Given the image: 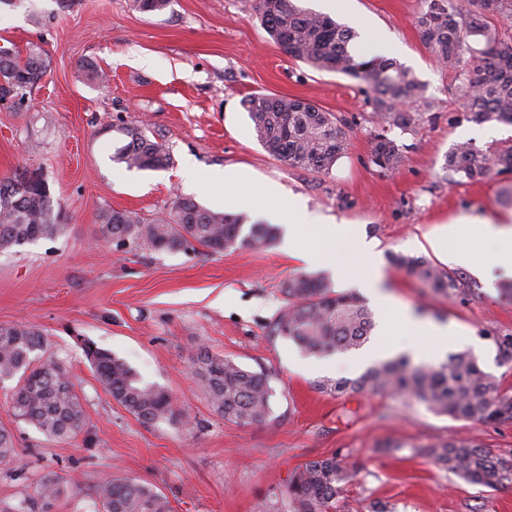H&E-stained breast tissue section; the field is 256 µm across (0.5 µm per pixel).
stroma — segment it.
I'll use <instances>...</instances> for the list:
<instances>
[{
	"label": "stroma",
	"mask_w": 512,
	"mask_h": 512,
	"mask_svg": "<svg viewBox=\"0 0 512 512\" xmlns=\"http://www.w3.org/2000/svg\"><path fill=\"white\" fill-rule=\"evenodd\" d=\"M255 4L171 0L150 15L132 0H0V47L22 57L36 49L46 61L23 102L0 99V177L40 170L68 226L65 235L0 253V325L42 330L86 411L74 439L51 440L13 418V383H0V428L17 443L15 459L0 465V512L33 495L50 471L64 478L51 512H94L96 487L108 474L154 486L174 512H256L284 494L298 468L335 454L352 474L337 512H368L373 502L389 512H512V485L472 484L418 454L469 438L512 459V420L454 419L388 394L320 390V381L353 378L359 368L318 369V357L270 335L284 282L307 269L280 243L212 255L200 246L118 249L100 237L98 214L108 208L135 212L146 224L168 219L179 197L223 211V187L187 186L185 162L203 174L243 168L249 177L240 193L258 199L275 183L329 220L358 226L381 254L397 308L452 328L449 352H471L512 394V362L498 363L493 343L512 336V299L430 245L464 216L503 212L498 193L512 173L471 182L448 176L443 164L461 142L511 146L512 126L494 124L484 135L470 120L454 72L421 40L419 0H345L333 19L378 30L439 101L415 130H391L404 161L379 168L371 161L379 126L367 86L287 55L261 27ZM93 66L107 83L90 79ZM254 92L306 100L347 119L348 150L331 172L294 169L264 151L242 105ZM131 121L165 145L168 167L113 162L117 129ZM394 253L422 255L451 272L457 295L433 296L392 263ZM87 341L167 390L178 421L146 423L128 413L97 382ZM202 347L271 374L266 422L239 424L214 411L190 369Z\"/></svg>",
	"instance_id": "obj_1"
}]
</instances>
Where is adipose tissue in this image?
Masks as SVG:
<instances>
[{"label": "adipose tissue", "mask_w": 512, "mask_h": 512, "mask_svg": "<svg viewBox=\"0 0 512 512\" xmlns=\"http://www.w3.org/2000/svg\"><path fill=\"white\" fill-rule=\"evenodd\" d=\"M181 175L186 182L192 184L223 186L225 210L243 211L249 213L252 219L285 225L284 248L290 255L319 264L333 271L336 278H343V260L337 259L335 253L326 248L328 228L324 216L309 210L302 199L285 194L275 184L266 187L264 198L259 202L240 194L237 187L244 182L246 174L232 166L203 175L188 162L185 163ZM474 233L488 239L504 241L505 246L486 261H474L463 246L464 240ZM342 238L363 263L361 271L353 280L354 285L381 310L395 312L392 297L383 290V272L374 245L366 242L349 227L343 228ZM450 240L456 243L455 249L450 251L452 260L471 266L479 277L486 280L495 274L504 278L512 277V219L504 216L464 217L460 222L449 225L447 239L432 241L431 246L441 251L447 249L446 243Z\"/></svg>", "instance_id": "adipose-tissue-1"}]
</instances>
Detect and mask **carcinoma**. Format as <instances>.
<instances>
[{
	"mask_svg": "<svg viewBox=\"0 0 512 512\" xmlns=\"http://www.w3.org/2000/svg\"><path fill=\"white\" fill-rule=\"evenodd\" d=\"M170 0H134L142 13H160ZM418 26L425 47L438 63L458 74L456 93L479 123L512 124V46H502L496 16L512 26V0H420ZM261 25L282 50L318 71L336 72L364 82L372 92L381 132L372 139L373 163L394 169L403 154L388 131L411 130L422 115L437 107L415 72L393 58L355 52L359 33L329 16L302 8L296 0H257ZM46 71L37 52L21 58L0 56V93L25 95ZM258 142L272 157L291 168L328 173L348 148L343 120L302 99L252 94L244 101ZM112 161L128 168L154 170L169 161L162 144L139 127L118 128ZM443 169L452 176L478 181L493 174L512 172V147L488 151L471 142L454 145ZM20 173L0 179V252L42 238L65 234L68 225L57 222L48 184L38 182L17 193ZM247 217L216 212L192 198H180L171 218L145 224L126 210L105 209L98 215L99 234L118 248L147 245L157 252L179 251L194 241L212 254L244 247H265L278 236L275 224H252L243 232ZM394 263L431 293L451 298L458 280L433 262L416 256L395 255ZM286 304L270 334L293 341L317 356L361 348L374 328L369 310L355 296L334 294L324 277L302 273L283 285ZM46 339L36 327L0 325V380L19 376L10 401L14 418L45 436L66 441L81 432L85 410L73 390L65 363L45 355ZM101 386L138 419L150 423L171 420V395L161 387L144 384L134 370L112 353L92 343L84 345ZM191 373L214 410L224 419L241 424L266 421L271 412V376L264 370L241 367L230 359L199 349L191 360ZM321 388L344 393H390L416 399L438 415L472 421L512 418V395L498 388L496 378L469 353L450 354L436 365H414L405 358L375 363L354 379H340ZM418 455L473 484L512 483V460L496 457L480 445L457 440L416 448ZM17 454L11 432L0 428V463ZM349 472L333 455L306 463L290 479L286 494L275 503H263L260 512H336V498ZM61 491L60 475H44L36 497L21 501L13 512H49ZM96 512H173L168 498L153 486L135 480L105 479L96 488Z\"/></svg>",
	"mask_w": 512,
	"mask_h": 512,
	"instance_id": "1",
	"label": "carcinoma"
}]
</instances>
